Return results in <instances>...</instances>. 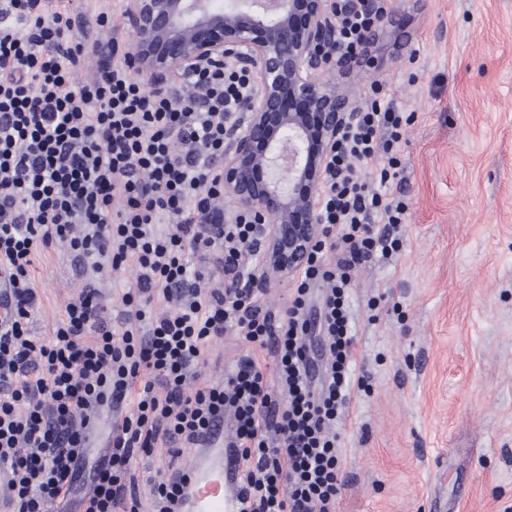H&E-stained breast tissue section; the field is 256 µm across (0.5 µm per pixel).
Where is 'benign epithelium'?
<instances>
[{
	"label": "benign epithelium",
	"instance_id": "1",
	"mask_svg": "<svg viewBox=\"0 0 512 512\" xmlns=\"http://www.w3.org/2000/svg\"><path fill=\"white\" fill-rule=\"evenodd\" d=\"M335 0H126L130 66L155 90L206 63L252 74L246 120L224 140V196L260 223V262L282 277L305 265L318 233L322 173L355 115L321 79L331 59Z\"/></svg>",
	"mask_w": 512,
	"mask_h": 512
}]
</instances>
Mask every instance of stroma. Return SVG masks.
I'll list each match as a JSON object with an SVG mask.
<instances>
[{"label": "stroma", "instance_id": "35a3bbf8", "mask_svg": "<svg viewBox=\"0 0 512 512\" xmlns=\"http://www.w3.org/2000/svg\"><path fill=\"white\" fill-rule=\"evenodd\" d=\"M76 7L80 39L106 14L128 38L124 0ZM324 81L353 107L374 83L413 114L395 197L402 250L352 280L353 391L336 424L335 512H512V0H384L359 60ZM33 336L48 340L83 285L61 248L31 266ZM247 347L235 333L193 368L224 381Z\"/></svg>", "mask_w": 512, "mask_h": 512}]
</instances>
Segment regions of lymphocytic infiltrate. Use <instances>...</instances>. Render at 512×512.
I'll return each instance as SVG.
<instances>
[{"label":"lymphocytic infiltrate","instance_id":"f902f5d3","mask_svg":"<svg viewBox=\"0 0 512 512\" xmlns=\"http://www.w3.org/2000/svg\"><path fill=\"white\" fill-rule=\"evenodd\" d=\"M48 4L9 0L0 10V274L16 300L0 325V464L12 472L14 512H53L83 471L91 491L79 512H140L134 457L162 446L177 458L227 413L242 512H333L342 488L335 427L353 388L348 288L363 263L401 248L406 209L393 185L409 116L378 86L339 135L318 235L277 315L256 274L265 251L256 215L228 224L212 204L224 194L216 171L249 74L208 64L183 76L191 95L147 89L109 18L75 41V14L45 20ZM378 19L340 10L341 58H356ZM89 54L96 75L68 91ZM378 157L367 184L359 172ZM55 246L81 273L132 272L118 328L103 324L87 286L48 341L30 336L29 268ZM159 297L179 305L155 315ZM231 330L246 354L223 384L190 387L191 368L208 364L212 343ZM98 407L120 413L89 467V411Z\"/></svg>","mask_w":512,"mask_h":512}]
</instances>
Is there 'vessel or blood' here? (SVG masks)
Wrapping results in <instances>:
<instances>
[{
  "mask_svg": "<svg viewBox=\"0 0 512 512\" xmlns=\"http://www.w3.org/2000/svg\"><path fill=\"white\" fill-rule=\"evenodd\" d=\"M180 512H238L235 451L225 447L223 431L195 446Z\"/></svg>",
  "mask_w": 512,
  "mask_h": 512,
  "instance_id": "obj_1",
  "label": "vessel or blood"
}]
</instances>
